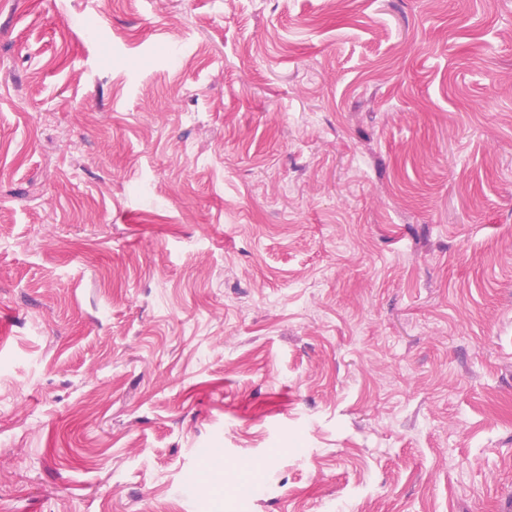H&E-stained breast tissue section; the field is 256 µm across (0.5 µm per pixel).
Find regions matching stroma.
Masks as SVG:
<instances>
[{
    "instance_id": "obj_1",
    "label": "stroma",
    "mask_w": 512,
    "mask_h": 512,
    "mask_svg": "<svg viewBox=\"0 0 512 512\" xmlns=\"http://www.w3.org/2000/svg\"><path fill=\"white\" fill-rule=\"evenodd\" d=\"M0 512H512V0H0Z\"/></svg>"
}]
</instances>
